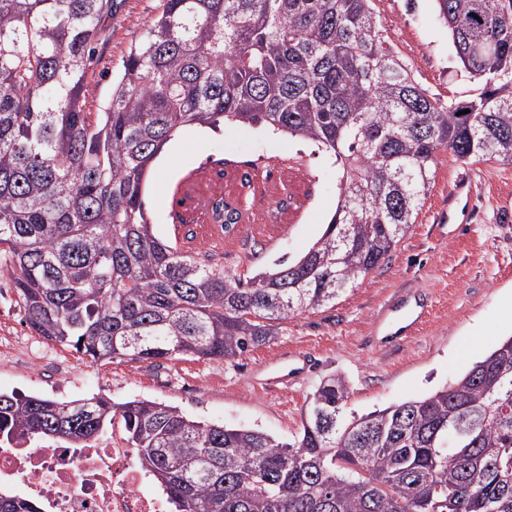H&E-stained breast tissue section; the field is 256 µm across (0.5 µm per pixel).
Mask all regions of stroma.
<instances>
[{
    "instance_id": "35a3bbf8",
    "label": "stroma",
    "mask_w": 512,
    "mask_h": 512,
    "mask_svg": "<svg viewBox=\"0 0 512 512\" xmlns=\"http://www.w3.org/2000/svg\"><path fill=\"white\" fill-rule=\"evenodd\" d=\"M162 0H114L96 45L87 111L110 95L132 38ZM386 39L430 95L476 96L483 84L464 73L434 0H374ZM470 178V208L446 220L448 195ZM341 172L308 141L255 126L178 130L151 164L144 189L156 235L208 264L248 278L282 259L298 260L322 235L336 208ZM245 212L241 224L190 223L177 210H204L220 198ZM421 300L424 322L411 337L387 342L381 322ZM512 337V164L436 156V176L418 218L385 261L335 302L290 317L268 344L230 361L93 362L47 343L25 322L7 271L0 270V393L61 401L102 394L148 399L187 416L262 429L282 442L302 427L308 400L326 377L342 376L346 409L366 414L450 385Z\"/></svg>"
}]
</instances>
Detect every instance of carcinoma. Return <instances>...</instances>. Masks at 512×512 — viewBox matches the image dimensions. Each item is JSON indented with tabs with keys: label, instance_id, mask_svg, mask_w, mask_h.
<instances>
[{
	"label": "carcinoma",
	"instance_id": "cac0c4a2",
	"mask_svg": "<svg viewBox=\"0 0 512 512\" xmlns=\"http://www.w3.org/2000/svg\"><path fill=\"white\" fill-rule=\"evenodd\" d=\"M110 0H0V268L30 328L94 362L226 360L382 264L436 153L512 164V0H435L466 101L426 93L373 0H162L100 112L84 92ZM255 125L334 153L342 191L297 261L247 281L157 237L145 176L191 125ZM224 227L242 220L213 203ZM321 382L281 442L147 399L0 394V438L75 447L120 419L175 512H512V337L455 383L361 416ZM0 512H41L0 492Z\"/></svg>",
	"mask_w": 512,
	"mask_h": 512
}]
</instances>
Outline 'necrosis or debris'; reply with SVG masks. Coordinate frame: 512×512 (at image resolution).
I'll return each instance as SVG.
<instances>
[{
    "instance_id": "4bbe7bcc",
    "label": "necrosis or debris",
    "mask_w": 512,
    "mask_h": 512,
    "mask_svg": "<svg viewBox=\"0 0 512 512\" xmlns=\"http://www.w3.org/2000/svg\"><path fill=\"white\" fill-rule=\"evenodd\" d=\"M137 451L111 437L73 448L0 443V485H21L46 512H171L166 494L145 491Z\"/></svg>"
}]
</instances>
